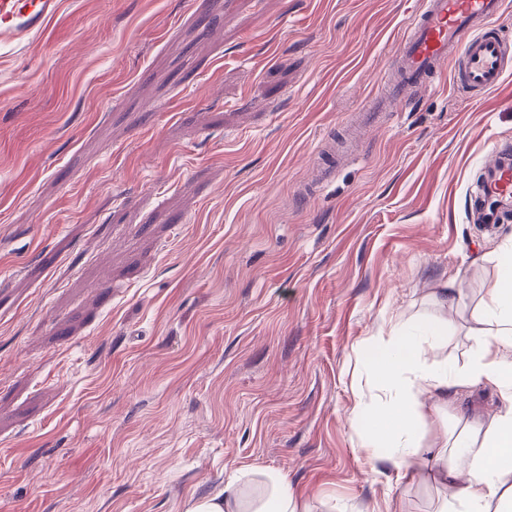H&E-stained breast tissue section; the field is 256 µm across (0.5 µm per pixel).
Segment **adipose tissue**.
<instances>
[{
  "mask_svg": "<svg viewBox=\"0 0 512 512\" xmlns=\"http://www.w3.org/2000/svg\"><path fill=\"white\" fill-rule=\"evenodd\" d=\"M495 256L499 272L471 316L475 351L461 372L429 365L421 337L397 325L395 350L378 347L368 360L385 392L379 407L362 412V433L383 448L392 465L411 480L451 491L440 512H512V234ZM487 382L498 387L505 407L490 421L473 419L454 441L424 445L419 433L428 414L425 397L447 400L449 387ZM185 512H308L278 471L246 470L218 492L188 502Z\"/></svg>",
  "mask_w": 512,
  "mask_h": 512,
  "instance_id": "adipose-tissue-1",
  "label": "adipose tissue"
}]
</instances>
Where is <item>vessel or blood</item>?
<instances>
[{
  "label": "vessel or blood",
  "mask_w": 512,
  "mask_h": 512,
  "mask_svg": "<svg viewBox=\"0 0 512 512\" xmlns=\"http://www.w3.org/2000/svg\"><path fill=\"white\" fill-rule=\"evenodd\" d=\"M503 0H423L407 23L380 79V91L359 116L369 125L387 102L406 90L432 83L441 64H451L464 86L481 95L496 88L507 68L504 45L493 32ZM60 0H0V46L20 45L41 35L56 18ZM487 187L512 195V165L495 167Z\"/></svg>",
  "instance_id": "vessel-or-blood-1"
}]
</instances>
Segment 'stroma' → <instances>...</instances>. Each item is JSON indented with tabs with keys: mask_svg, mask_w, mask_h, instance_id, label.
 Listing matches in <instances>:
<instances>
[{
	"mask_svg": "<svg viewBox=\"0 0 512 512\" xmlns=\"http://www.w3.org/2000/svg\"><path fill=\"white\" fill-rule=\"evenodd\" d=\"M421 6L61 0L0 48V512H185L245 469L312 512H436L353 410L393 325L473 357L512 213L470 210L512 70L476 96L443 66L328 151ZM503 404L459 388L433 430Z\"/></svg>",
	"mask_w": 512,
	"mask_h": 512,
	"instance_id": "35a3bbf8",
	"label": "stroma"
}]
</instances>
